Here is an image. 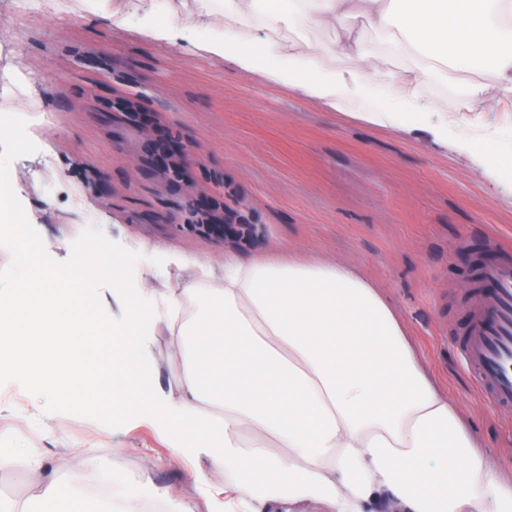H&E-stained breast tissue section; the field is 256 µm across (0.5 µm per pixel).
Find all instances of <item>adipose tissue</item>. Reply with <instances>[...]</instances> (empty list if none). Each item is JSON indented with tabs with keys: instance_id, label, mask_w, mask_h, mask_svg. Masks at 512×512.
I'll use <instances>...</instances> for the list:
<instances>
[{
	"instance_id": "adipose-tissue-1",
	"label": "adipose tissue",
	"mask_w": 512,
	"mask_h": 512,
	"mask_svg": "<svg viewBox=\"0 0 512 512\" xmlns=\"http://www.w3.org/2000/svg\"><path fill=\"white\" fill-rule=\"evenodd\" d=\"M90 0L96 16L154 45L180 43L241 72L339 110L384 88L365 121L406 133L425 120L432 85L466 78L461 110H512V0ZM217 31L204 33L199 17ZM371 38H363L362 26ZM313 29H337L328 61ZM399 60L397 71L386 67ZM173 279L120 289L123 319L102 323L80 294L78 270L50 274L25 258L14 291L0 292V362L22 358L23 336L63 326L64 383L46 398L79 401L90 381L89 332L113 336L126 383L106 416L145 415L173 447L205 457L224 483L225 512H512L507 467L480 449L458 405L425 370L397 309L352 265L295 257L214 265L156 256ZM182 363L177 394L147 386L145 342L156 334ZM24 464L43 500L58 482L41 458L0 448V470Z\"/></svg>"
}]
</instances>
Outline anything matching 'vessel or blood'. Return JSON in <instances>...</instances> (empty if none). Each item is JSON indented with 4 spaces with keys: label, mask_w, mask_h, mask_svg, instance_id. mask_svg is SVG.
I'll return each mask as SVG.
<instances>
[{
    "label": "vessel or blood",
    "mask_w": 512,
    "mask_h": 512,
    "mask_svg": "<svg viewBox=\"0 0 512 512\" xmlns=\"http://www.w3.org/2000/svg\"><path fill=\"white\" fill-rule=\"evenodd\" d=\"M485 275L496 292L473 308L464 359L491 401L512 407V259L489 267Z\"/></svg>",
    "instance_id": "1"
}]
</instances>
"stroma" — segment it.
Wrapping results in <instances>:
<instances>
[{
    "instance_id": "1",
    "label": "stroma",
    "mask_w": 512,
    "mask_h": 512,
    "mask_svg": "<svg viewBox=\"0 0 512 512\" xmlns=\"http://www.w3.org/2000/svg\"><path fill=\"white\" fill-rule=\"evenodd\" d=\"M36 91L43 123L28 109ZM460 86L437 100L448 112L447 147L428 132L408 136L362 120L384 91L359 106L331 110L296 91L244 74L177 46L145 42L103 23L84 0H0V182L17 203L18 226L41 267L56 272L94 260L85 297L147 278L155 252L176 250L223 262L228 250L354 265L401 313L414 346L496 457L512 459V408L484 401L461 347L469 315L483 299L476 261L489 239L512 243V172L487 177L482 158L460 141L490 131L512 159V112L458 111ZM190 147L185 178L159 170L152 154L167 137ZM256 225L255 234L219 241L194 225L199 208ZM17 226V227H18ZM146 241L155 248L138 250ZM98 375L78 404L45 402L37 380L54 377L56 357L28 339L35 384L0 382V448H34L60 480L43 503L24 467L0 471V498L29 512H105L82 489L90 469L146 492L170 489L171 512H221L223 495L206 459L181 456L134 417L103 423L101 404L123 380L105 356L112 338L89 339ZM151 385L176 388L182 365L167 336L147 345ZM97 442L113 459L88 462Z\"/></svg>"
}]
</instances>
